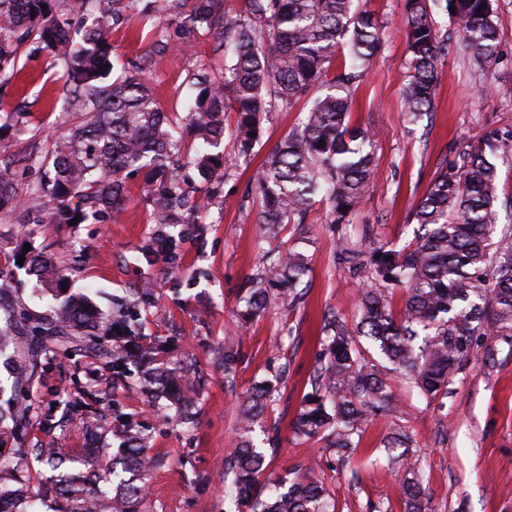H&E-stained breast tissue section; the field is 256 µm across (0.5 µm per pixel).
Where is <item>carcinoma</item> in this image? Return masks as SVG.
Here are the masks:
<instances>
[{
  "label": "carcinoma",
  "instance_id": "1",
  "mask_svg": "<svg viewBox=\"0 0 512 512\" xmlns=\"http://www.w3.org/2000/svg\"><path fill=\"white\" fill-rule=\"evenodd\" d=\"M141 0H73L69 9L57 0H0V82L17 72L21 49L44 54L65 67L66 106L84 121L58 141L39 162V181L21 196L17 178L36 156L21 159L13 173L0 171V210L21 209L38 223L83 224L117 215L125 208L128 180L144 176L158 224L180 223L181 211L198 209L189 201L176 174L181 137L157 105L143 73L152 57L192 47L202 31L217 32L219 47L229 45L231 57L224 80L214 81L200 69L190 81L186 121L196 142L185 164L193 166L205 193L224 181L229 164L248 160L262 135L264 117L278 107H291L324 85L330 90L313 98L301 125L293 129L265 161L257 189L261 197L260 241L276 237L284 224H303L316 197L326 200L332 223L344 224L359 204L374 172L376 134L350 121L351 90L367 76L381 52L383 21L355 0H242L239 16L224 21V0H160L166 26L143 53L115 79L109 38L137 9ZM430 0H404L408 75L402 89L407 122L416 124L429 112L438 68L448 55V38L438 34ZM454 19L460 36L453 44L475 71L486 74L497 61L499 30L492 0H439ZM455 7L449 11V7ZM334 76H329V73ZM0 117V139L29 134L13 114ZM235 113L234 158L224 159V113ZM512 155V133L497 134L458 146L442 165L411 220L419 225L415 243L401 249L379 246L362 264L366 288L359 320L347 326L337 315L326 317V344L318 356L313 392L305 399L294 433L324 435L339 461L358 447L362 426L391 411V394L380 368L404 376L426 400L448 395L450 377L475 358L495 363L481 337L491 331L512 346V232L495 237L501 208H512V196L499 192L498 169L487 152ZM23 266L37 282L62 292L63 275L53 257L42 251L23 252ZM307 271L305 256L290 248L271 251L262 269L249 278L241 318L248 322L265 309L269 288L281 286L297 299ZM405 295L394 313L389 294ZM109 320L86 294H70L44 323L25 316L23 303L0 301V354L26 337L28 359L15 368V383L36 372L38 356L48 345H78V337L111 329L118 350L97 346L123 370L131 361L141 368L143 387L153 397L183 403V374L176 367L155 366L158 351L130 323ZM365 339L368 352L356 348ZM273 386L264 381L241 401L246 425L260 419ZM26 412L0 409V435L13 441V459L0 461V512H31L30 490L23 464L30 454L23 429ZM124 439L109 480L92 486L84 470L95 467L101 449L90 441L82 456L62 448L39 449L57 469L55 497L62 512H136L145 486L138 476L152 463L145 438L129 425L115 428ZM411 441L394 433L385 440L389 463L406 468L402 486L405 512H434L418 466L410 457ZM232 474L228 494L238 510L247 512H335L327 489L306 477L282 478L267 495L262 489L264 455L244 440L224 461Z\"/></svg>",
  "mask_w": 512,
  "mask_h": 512
}]
</instances>
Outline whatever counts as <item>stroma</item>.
Segmentation results:
<instances>
[{"label": "stroma", "mask_w": 512, "mask_h": 512, "mask_svg": "<svg viewBox=\"0 0 512 512\" xmlns=\"http://www.w3.org/2000/svg\"><path fill=\"white\" fill-rule=\"evenodd\" d=\"M384 21L383 49L353 91L351 121L376 130L375 173L348 232L369 247L411 242L417 230L410 217L458 144L491 130L512 131V0H493L498 17V60L484 79L456 53L446 57L435 84L431 111L408 125L402 88L407 71L403 0H362ZM162 13L127 14L110 42L115 66L129 64L165 27ZM211 77L224 74V55L215 33H200L188 52L155 57L146 74L159 106L181 124L189 81L198 67ZM18 78L0 89V103L25 101L23 122L34 138L0 142V160L34 152L45 156L56 139L81 121L66 111L62 63L21 50ZM307 100L268 113L253 157L230 166L220 192L184 223L158 224L141 186L129 182L130 198L117 220L84 224H32L21 212H0V271L13 278V293L37 315L52 312L51 294L32 292L34 277L13 257L31 246L50 253L67 288L90 290L104 315L112 302L147 292L139 327L162 349L168 364L179 365L195 416L183 424L179 407L148 395L137 367L113 373L102 357L84 350L55 348L42 353L34 377L17 393L27 409L30 447L49 445L79 455L97 432L111 448L122 447L112 430L119 423L147 435L158 460L145 477L138 512H228L224 500V459L245 437L266 455V476L296 471L325 486L336 512H404V473L388 466L383 442L399 430L412 439L424 485L435 512H512V346L488 335L497 351L495 366L468 363L452 376L447 396L428 402L401 376H386L393 412L369 420L352 458L338 464L323 437L300 438L293 425L318 366L325 339L324 318L336 314L355 325L365 286L351 263L336 253V231L326 203L316 202L305 223L286 225L270 249L295 247L307 258L297 303L270 295L263 313L242 326L239 311L246 282L257 269V216L261 200L255 184L266 155L303 119ZM179 238L175 252L162 251L166 234ZM232 352L234 384L224 375V354ZM277 379L262 424L245 433L239 402L249 387Z\"/></svg>", "instance_id": "obj_1"}]
</instances>
